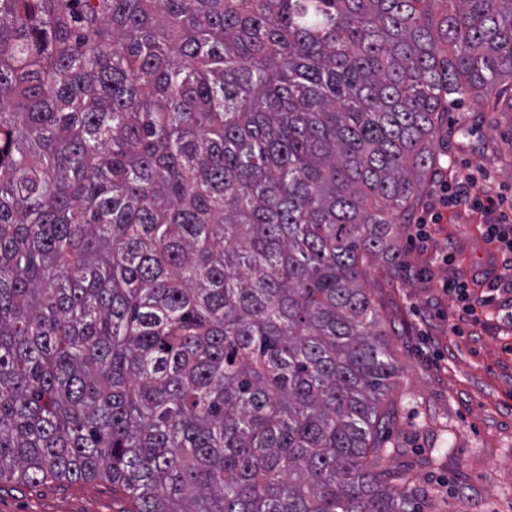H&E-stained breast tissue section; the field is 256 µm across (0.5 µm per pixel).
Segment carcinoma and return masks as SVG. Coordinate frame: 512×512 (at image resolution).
Here are the masks:
<instances>
[{"label": "carcinoma", "mask_w": 512, "mask_h": 512, "mask_svg": "<svg viewBox=\"0 0 512 512\" xmlns=\"http://www.w3.org/2000/svg\"><path fill=\"white\" fill-rule=\"evenodd\" d=\"M512 0H0V482L426 512L384 466L398 260Z\"/></svg>", "instance_id": "carcinoma-1"}]
</instances>
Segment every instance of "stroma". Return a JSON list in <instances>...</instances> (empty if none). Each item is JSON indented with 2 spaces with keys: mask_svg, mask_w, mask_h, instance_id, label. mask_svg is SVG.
<instances>
[{
  "mask_svg": "<svg viewBox=\"0 0 512 512\" xmlns=\"http://www.w3.org/2000/svg\"><path fill=\"white\" fill-rule=\"evenodd\" d=\"M435 152L452 180L477 172L474 194L512 203V111L481 112L465 99L448 105ZM480 216L455 207L428 242L401 239V260L367 264L368 288L390 331L400 381L397 415L383 440L389 469L428 486L429 512H512V293L500 294L480 323L457 335L458 308L442 288L473 280L475 293L512 279V255L487 245ZM454 254L452 264L436 257ZM111 483L91 480L29 486L0 483V512H124Z\"/></svg>",
  "mask_w": 512,
  "mask_h": 512,
  "instance_id": "1",
  "label": "stroma"
}]
</instances>
